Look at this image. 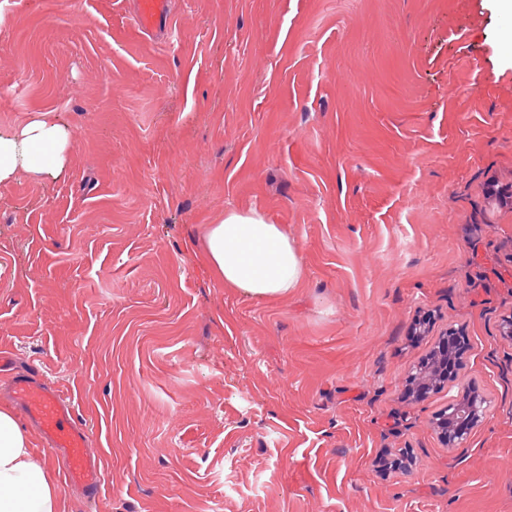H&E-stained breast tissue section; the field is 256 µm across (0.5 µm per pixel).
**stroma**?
<instances>
[{"instance_id": "1", "label": "stroma", "mask_w": 512, "mask_h": 512, "mask_svg": "<svg viewBox=\"0 0 512 512\" xmlns=\"http://www.w3.org/2000/svg\"><path fill=\"white\" fill-rule=\"evenodd\" d=\"M135 2L0 0V128L50 111L69 141L0 183V401L56 388L104 475L59 512H512V16L169 0L163 38ZM231 208L299 243L288 295L203 266ZM449 327L456 376L415 398ZM465 394L448 400L446 410L451 421L448 425V442L455 447L463 446L475 425L481 421L486 411V399L479 395L465 399Z\"/></svg>"}]
</instances>
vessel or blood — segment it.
I'll list each match as a JSON object with an SVG mask.
<instances>
[{"label":"vessel or blood","instance_id":"1","mask_svg":"<svg viewBox=\"0 0 512 512\" xmlns=\"http://www.w3.org/2000/svg\"><path fill=\"white\" fill-rule=\"evenodd\" d=\"M168 13V0H138L140 28L160 25ZM13 395L35 422L56 458L63 461L69 483L81 486L88 493H97L102 483V470L89 453V437L76 420L70 402L56 390L28 376L16 377Z\"/></svg>","mask_w":512,"mask_h":512}]
</instances>
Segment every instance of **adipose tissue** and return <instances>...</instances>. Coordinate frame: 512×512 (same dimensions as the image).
I'll return each instance as SVG.
<instances>
[{
  "label": "adipose tissue",
  "mask_w": 512,
  "mask_h": 512,
  "mask_svg": "<svg viewBox=\"0 0 512 512\" xmlns=\"http://www.w3.org/2000/svg\"><path fill=\"white\" fill-rule=\"evenodd\" d=\"M68 140L57 119L39 115L22 128L0 130V183L18 169L58 175ZM225 287L267 300L297 288L304 274L301 247L257 211H225L210 225L202 252ZM0 512H59L58 486L36 460L30 434L0 405Z\"/></svg>",
  "instance_id": "ef3b65f1"
}]
</instances>
